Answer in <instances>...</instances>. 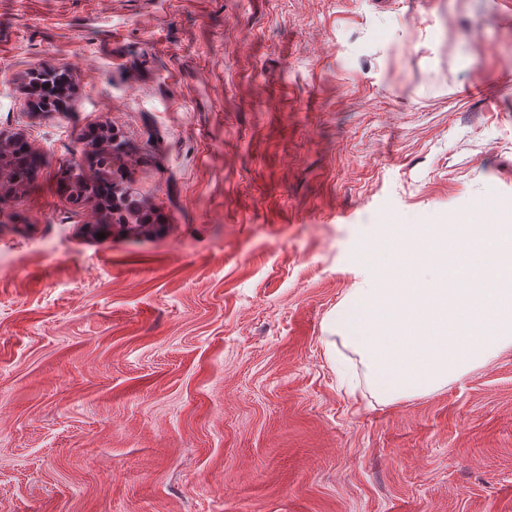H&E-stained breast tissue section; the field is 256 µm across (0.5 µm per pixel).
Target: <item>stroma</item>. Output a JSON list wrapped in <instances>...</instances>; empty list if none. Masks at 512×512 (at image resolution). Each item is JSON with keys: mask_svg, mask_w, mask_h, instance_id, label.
I'll use <instances>...</instances> for the list:
<instances>
[{"mask_svg": "<svg viewBox=\"0 0 512 512\" xmlns=\"http://www.w3.org/2000/svg\"><path fill=\"white\" fill-rule=\"evenodd\" d=\"M104 125L148 226L59 189ZM0 130V512H512V349L386 404L322 341L386 224L512 204V0H0ZM67 75L65 70L58 67H38L26 72L20 81L22 95L20 102L23 109L31 116L45 115L47 112H44L43 109H47L49 106L46 105L48 101H40L38 98L41 88L54 82L66 84L68 82Z\"/></svg>", "mask_w": 512, "mask_h": 512, "instance_id": "1", "label": "stroma"}]
</instances>
